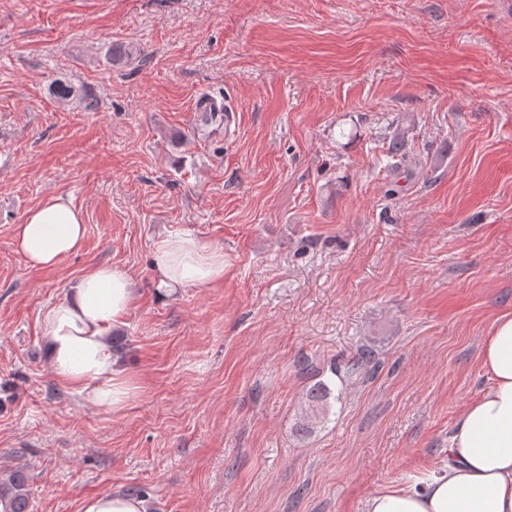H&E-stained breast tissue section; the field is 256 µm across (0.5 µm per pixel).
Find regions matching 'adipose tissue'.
Returning a JSON list of instances; mask_svg holds the SVG:
<instances>
[{"mask_svg": "<svg viewBox=\"0 0 512 512\" xmlns=\"http://www.w3.org/2000/svg\"><path fill=\"white\" fill-rule=\"evenodd\" d=\"M85 235L82 211L61 195L47 198L12 227L16 251L34 268L54 267L78 253ZM152 264L164 292L224 277L223 250L188 233L159 239ZM135 297L129 272L99 265L84 272L42 319L55 378L86 402L115 412L125 408L135 387L109 336ZM481 363L491 386L459 416L440 465L419 481L371 496L366 512H512V315L495 320Z\"/></svg>", "mask_w": 512, "mask_h": 512, "instance_id": "obj_1", "label": "adipose tissue"}]
</instances>
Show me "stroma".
<instances>
[{"instance_id":"stroma-1","label":"stroma","mask_w":512,"mask_h":512,"mask_svg":"<svg viewBox=\"0 0 512 512\" xmlns=\"http://www.w3.org/2000/svg\"><path fill=\"white\" fill-rule=\"evenodd\" d=\"M204 91L232 126L197 124ZM58 194L83 248L30 267L11 229ZM179 233L221 281L158 292ZM101 264L137 288L119 412L42 340ZM508 312L512 0H0V470L30 512L131 486L148 512H364L445 455Z\"/></svg>"}]
</instances>
